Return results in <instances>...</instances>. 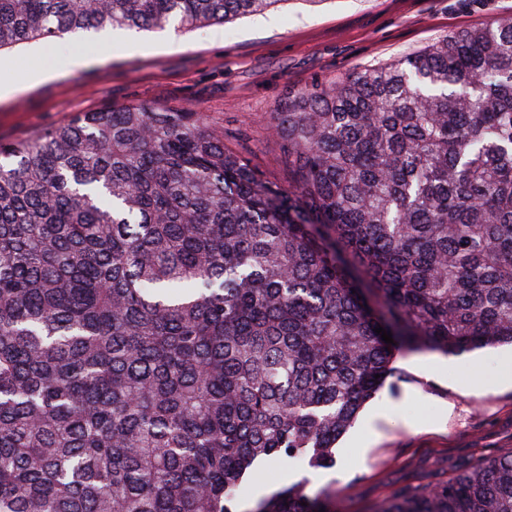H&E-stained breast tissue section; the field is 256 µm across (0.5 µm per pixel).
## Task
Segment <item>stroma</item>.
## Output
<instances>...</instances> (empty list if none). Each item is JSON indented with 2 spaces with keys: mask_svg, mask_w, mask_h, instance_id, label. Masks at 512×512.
<instances>
[{
  "mask_svg": "<svg viewBox=\"0 0 512 512\" xmlns=\"http://www.w3.org/2000/svg\"><path fill=\"white\" fill-rule=\"evenodd\" d=\"M511 16L512 0H276L258 15L189 33L174 25L115 28L36 40L0 51L21 72L54 77L0 99V142L112 105L192 106L224 128L228 146L283 178L281 143L267 126L286 93L416 53L442 36ZM90 64L70 71L76 52ZM504 344L458 353L397 356L394 373L333 450L334 464L273 463L237 512L303 480L336 493L337 512H375L390 494L448 479L460 467L512 451V386L499 384Z\"/></svg>",
  "mask_w": 512,
  "mask_h": 512,
  "instance_id": "stroma-1",
  "label": "stroma"
}]
</instances>
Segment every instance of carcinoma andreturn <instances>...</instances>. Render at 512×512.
<instances>
[{
  "instance_id": "cac0c4a2",
  "label": "carcinoma",
  "mask_w": 512,
  "mask_h": 512,
  "mask_svg": "<svg viewBox=\"0 0 512 512\" xmlns=\"http://www.w3.org/2000/svg\"><path fill=\"white\" fill-rule=\"evenodd\" d=\"M277 2L0 0V51ZM268 127L285 183L196 109L0 144V512H233L264 461L330 464L397 354L512 343L511 19L293 89ZM321 509L301 482L251 512ZM376 512H512V453Z\"/></svg>"
}]
</instances>
